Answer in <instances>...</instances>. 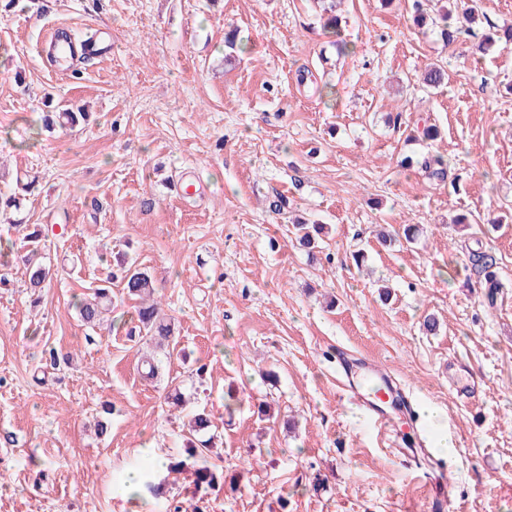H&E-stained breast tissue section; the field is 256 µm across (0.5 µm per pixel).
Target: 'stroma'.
Instances as JSON below:
<instances>
[{
    "label": "stroma",
    "mask_w": 512,
    "mask_h": 512,
    "mask_svg": "<svg viewBox=\"0 0 512 512\" xmlns=\"http://www.w3.org/2000/svg\"><path fill=\"white\" fill-rule=\"evenodd\" d=\"M414 16L412 0H344L335 37L311 0H0V191L34 185L0 214V512H512V47L476 60ZM56 26L108 32L111 51L58 75L38 55ZM67 109L88 118L44 127ZM427 125L438 140L412 139ZM179 175L192 195L171 192ZM297 220L327 229L314 255ZM36 227L58 276L35 304L20 257ZM120 254L174 325L152 380L120 285L103 324L78 318ZM340 350L405 391L398 432L452 442L446 504L427 459L342 398ZM175 388L188 409L167 404ZM202 408L223 480L197 490L187 466L131 498L126 475L181 457Z\"/></svg>",
    "instance_id": "stroma-1"
}]
</instances>
